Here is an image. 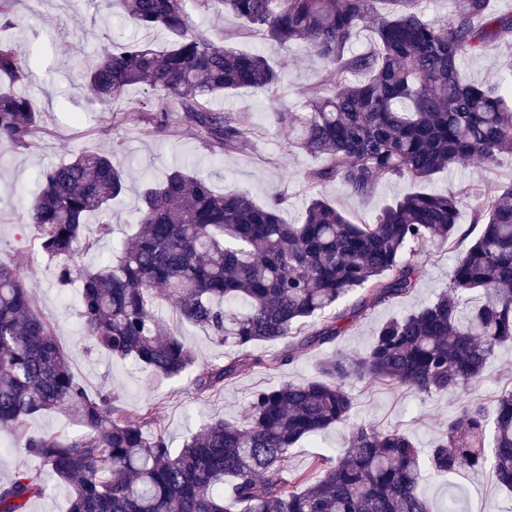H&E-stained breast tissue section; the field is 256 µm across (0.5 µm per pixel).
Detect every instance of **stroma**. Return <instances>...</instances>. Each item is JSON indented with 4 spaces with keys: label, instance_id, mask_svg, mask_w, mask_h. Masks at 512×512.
Masks as SVG:
<instances>
[{
    "label": "stroma",
    "instance_id": "stroma-1",
    "mask_svg": "<svg viewBox=\"0 0 512 512\" xmlns=\"http://www.w3.org/2000/svg\"><path fill=\"white\" fill-rule=\"evenodd\" d=\"M194 28L206 31L216 44H230L244 53L263 54L279 75L277 97L257 89H242L233 96L217 99L216 107L237 111L252 130V147L244 154L213 153L195 133L175 136H144L138 103L145 94L129 88L112 104L111 112L90 104L81 74L98 54L112 42L139 39L156 45L167 44L168 33L140 30L132 21L116 14L113 0H18L14 28L0 31L29 71L25 93L41 114L39 146L24 150L0 144V258L10 259L21 268L35 272L32 281L36 307L51 324L59 347L68 355L76 379L89 393L108 390L119 395L122 405L136 409L152 404L156 424L172 447H180L191 433L199 431L212 418L233 425H244L245 407L255 390L282 381L301 382L315 377L320 361L334 353L358 354L389 319L429 304L450 283L454 262L469 246L478 230L472 222L474 200L471 194L458 202L460 237L440 247H424L419 255L424 271L415 289L405 297L389 300L350 320L344 336L335 344L312 349L290 365L270 363L226 383L207 397L193 391V371L175 379H162L138 362L116 360L86 340L74 308L81 297L79 285L60 286L54 276L55 262L43 253L32 230L23 229L24 216L43 171L69 160L80 150L109 151L124 169L129 189L113 200L110 207L112 233L95 240L96 218H89V248H80L77 262L99 267L105 258L117 255L122 243L138 222V196L146 182L161 181L170 169L180 164L194 166L208 177L216 192L246 190L257 203L282 200V217L294 221L305 204L310 187L306 173L322 166L323 157L293 148L287 130L273 123L272 114L281 107L296 109L303 91L325 88L329 75L321 59L310 53L306 44L288 46L269 39L257 27H245L233 15H216L197 7L189 9ZM512 62V41L492 43L484 52L462 64L466 81L494 85L502 81L505 66ZM124 113L122 123H113L112 112ZM512 181V155L501 156L495 166L472 165L452 176H440L433 186L447 188L462 182L472 191ZM408 181L382 178L370 196L350 194L336 181L320 186V194L355 220H371L391 200L410 190ZM157 308L172 332L191 346L198 363L232 358L234 347L219 346L207 330L178 320L174 305L167 298L157 300ZM512 388V346L499 347L491 357L487 375L476 392L477 398L492 405L496 396ZM355 423L379 429L401 428L416 447H431L445 431L448 420L462 404L460 396L420 395L410 390H394L379 383L356 382L350 385ZM350 428L336 425L304 440L292 451L289 468L307 467L312 455L337 452L346 447ZM26 470L37 474L44 486L33 499L29 512H68L74 495L73 483L39 470L23 449L10 445L0 434V480ZM423 487L434 512H448L449 496H456L459 512H512V496L502 490L489 474L462 472L438 478L424 472Z\"/></svg>",
    "mask_w": 512,
    "mask_h": 512
}]
</instances>
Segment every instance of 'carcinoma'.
Segmentation results:
<instances>
[{
  "instance_id": "cac0c4a2",
  "label": "carcinoma",
  "mask_w": 512,
  "mask_h": 512,
  "mask_svg": "<svg viewBox=\"0 0 512 512\" xmlns=\"http://www.w3.org/2000/svg\"><path fill=\"white\" fill-rule=\"evenodd\" d=\"M229 12L277 43H306L327 67L331 91L303 93L299 109L273 112L294 147L324 157L306 175L311 188L340 182L367 196L383 177L421 188L358 224L313 194L295 222L282 200L260 205L246 191L215 192L207 177L179 167L141 194L131 241L95 270L74 261L88 217L111 232L109 205L126 188L112 155L82 151L45 170L27 211L42 250L62 260L57 280L82 283L76 315L95 345L133 358L172 378L196 368L199 397L266 364L259 343L287 341L271 360L282 365L333 344L344 320L411 293L427 244L458 230L466 186L428 191L423 185L477 160L490 166L512 154V66L503 84L467 83V56L512 35V17L490 0H453L446 20L427 16L420 0H118L121 13L147 31L171 36L163 47L135 39L106 49L82 74L88 94L107 107L139 85L158 93L144 108L143 134L197 133L216 153H245L250 131L233 111L211 107L240 89L275 94L278 73L258 53L218 46L194 29L187 3ZM18 0H0V26L15 25ZM372 44L355 52L359 33ZM365 79L359 81L357 76ZM27 80L13 48L0 43V141L37 145L39 115L15 91ZM481 225L455 261L449 289L429 305L383 323L360 356L320 363L317 378L255 391L246 425L220 418L171 448L150 405L128 411L109 392L91 396L73 377L51 325L34 309V272L0 259V430L56 476L76 484L69 512H432L422 471L490 473L512 492V390L495 399L494 417L472 397L495 350L512 343V183L495 186L473 212ZM180 318L237 348L220 364L196 365L192 348L155 309L158 291ZM482 301L463 313L469 295ZM352 300L349 311L339 310ZM379 382L419 394L470 395L448 430L421 455L399 429L352 425L346 448L320 454L303 470L288 455L304 438L353 417L346 385ZM57 408L73 412L72 436L33 433L26 419ZM44 488L28 472L0 481V512H28Z\"/></svg>"
}]
</instances>
